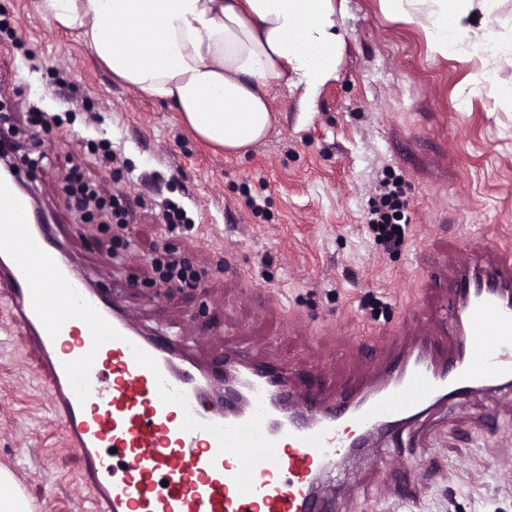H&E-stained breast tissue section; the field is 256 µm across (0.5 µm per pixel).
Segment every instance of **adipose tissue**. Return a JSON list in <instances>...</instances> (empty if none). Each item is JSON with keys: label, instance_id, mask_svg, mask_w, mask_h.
Wrapping results in <instances>:
<instances>
[{"label": "adipose tissue", "instance_id": "obj_1", "mask_svg": "<svg viewBox=\"0 0 512 512\" xmlns=\"http://www.w3.org/2000/svg\"><path fill=\"white\" fill-rule=\"evenodd\" d=\"M390 15L423 29L432 57L494 59L512 66V39L475 0H383ZM60 29L76 31L113 77L169 103L197 138L243 155L278 122L271 92L316 98L336 76L344 33L336 0H40Z\"/></svg>", "mask_w": 512, "mask_h": 512}]
</instances>
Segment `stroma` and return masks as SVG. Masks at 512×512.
Listing matches in <instances>:
<instances>
[{
    "label": "stroma",
    "instance_id": "stroma-1",
    "mask_svg": "<svg viewBox=\"0 0 512 512\" xmlns=\"http://www.w3.org/2000/svg\"><path fill=\"white\" fill-rule=\"evenodd\" d=\"M38 0H0V107L51 223L98 288L142 324L181 332L201 357L248 346L304 374L330 366L342 383L367 376L378 338L409 329L407 306L434 310L461 238L512 245V68L432 58L424 32L388 17L381 0H345L336 77L311 103L273 89L280 118L253 152L227 157L193 137L176 112L113 79L75 35L52 26ZM33 112L56 123L31 125ZM118 151L102 163L101 140ZM80 169L130 202L133 239L120 265L111 241L64 204L62 176ZM398 181L403 245L385 249L368 225L380 186ZM194 227L169 235L159 205ZM178 252L203 269L196 287L151 286L152 260ZM0 288V465L35 512H83L80 456L48 420L47 393ZM512 394L475 396L421 424L396 467L380 444L370 465L334 473L337 512H512Z\"/></svg>",
    "mask_w": 512,
    "mask_h": 512
}]
</instances>
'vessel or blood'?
Listing matches in <instances>:
<instances>
[{"label":"vessel or blood","instance_id":"obj_1","mask_svg":"<svg viewBox=\"0 0 512 512\" xmlns=\"http://www.w3.org/2000/svg\"><path fill=\"white\" fill-rule=\"evenodd\" d=\"M20 200L36 243L119 333L97 350L78 319L49 336L20 268L0 253L12 323L37 355L66 447L83 459L79 487L91 512H314L321 503L317 484L330 479L338 460L366 455L394 428L437 407L512 390L511 247L486 245L480 260L456 261L437 317H424L420 332L400 337L371 378L325 389L307 379L294 384L287 366L258 361L245 347L225 350L222 376H209L181 336L139 324L105 296L55 225L37 221L32 196ZM136 347L156 360L158 372L136 363ZM91 350V393L81 402L64 365ZM161 379L185 394L186 407L162 403ZM260 405L277 460L258 464L252 491L243 493L234 481L238 459L219 452L203 427L186 431L182 423L189 414L203 426L238 424ZM114 450L121 462H113Z\"/></svg>","mask_w":512,"mask_h":512}]
</instances>
